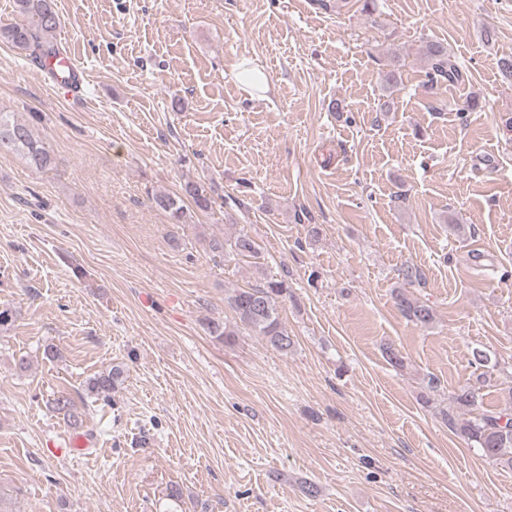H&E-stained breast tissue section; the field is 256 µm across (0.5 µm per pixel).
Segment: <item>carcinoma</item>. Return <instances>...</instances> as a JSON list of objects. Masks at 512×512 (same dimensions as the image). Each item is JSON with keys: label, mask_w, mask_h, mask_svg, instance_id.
Wrapping results in <instances>:
<instances>
[{"label": "carcinoma", "mask_w": 512, "mask_h": 512, "mask_svg": "<svg viewBox=\"0 0 512 512\" xmlns=\"http://www.w3.org/2000/svg\"><path fill=\"white\" fill-rule=\"evenodd\" d=\"M14 8L19 20L0 27V41L10 44L20 52L36 58L59 54L55 34L61 25L55 0H14ZM420 55L427 61L428 83L434 89L441 84H455L464 75L458 62L448 50V44L439 40L422 42ZM401 58L398 53L390 54L386 70L381 78L386 89L395 88L401 80ZM0 153H16L28 160L31 166L44 169L52 165L54 158L50 151L33 133L30 124L19 119L13 112L0 111ZM184 193L200 210L211 207L212 197L194 182L185 184ZM152 200L157 207L169 213L177 224L185 221L184 200L179 196L155 193ZM209 251L215 256L235 254L242 258H255L259 254L258 245L247 234L212 238L208 242ZM423 273L413 264L406 263L398 270V286L393 298L401 315L420 328H428L435 322L432 306L409 292V289L422 284ZM289 288L284 280L266 279L256 284L238 288L227 297V304L234 311L240 325L283 354L295 347V338L280 319L279 308L288 298ZM210 335L231 343L237 332L229 328L221 319L207 322ZM471 366L473 380L458 387L448 395V411L443 419L448 428L464 438L485 460L505 468H512V414L508 410L492 412L478 409L481 387L488 375L498 367L491 362L487 352L474 350ZM118 374L105 370L89 379L87 389L96 396L108 398L115 387Z\"/></svg>", "instance_id": "cac0c4a2"}]
</instances>
